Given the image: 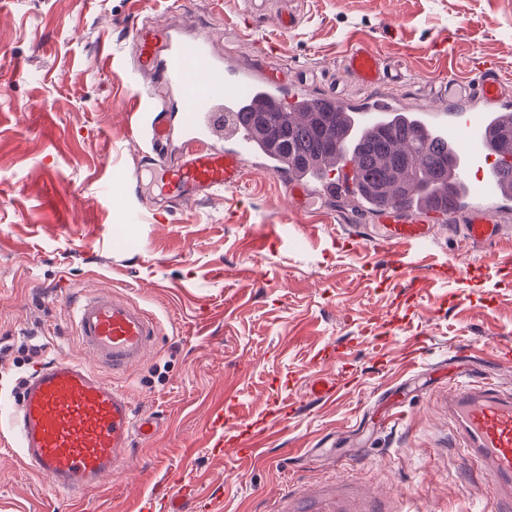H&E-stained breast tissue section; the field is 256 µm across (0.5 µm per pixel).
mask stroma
Instances as JSON below:
<instances>
[{
  "label": "stroma",
  "instance_id": "stroma-1",
  "mask_svg": "<svg viewBox=\"0 0 512 512\" xmlns=\"http://www.w3.org/2000/svg\"><path fill=\"white\" fill-rule=\"evenodd\" d=\"M299 24L282 35L249 18L243 0H0V338L36 334L44 360L77 354L66 306L83 288L125 296L155 315L160 334L142 364L118 376L157 434L131 463L60 512H165L177 485L184 512H317L337 492L379 489L403 512H472V476L442 414L467 349L473 374L512 387V200L492 255L439 225L433 242L397 252L371 239L381 218L335 201L302 212L278 178L244 160L241 186L176 209L169 223L128 227L121 189L138 156L125 114L135 88L100 61L128 46L131 15L213 29L231 65L280 64L289 82L354 101L340 74L358 40L414 77L402 106L438 70L494 59L512 89V0H293ZM397 37L382 38L385 19ZM243 38L227 47L223 28ZM277 48L274 58L264 52ZM113 184L112 197L100 189ZM415 268L403 279L392 255ZM472 273L456 280L455 268ZM338 381L313 399L312 382ZM402 415L386 422L391 405ZM286 420H279L280 411ZM261 433L258 455L224 453L223 434ZM55 494L0 433V512H48Z\"/></svg>",
  "mask_w": 512,
  "mask_h": 512
}]
</instances>
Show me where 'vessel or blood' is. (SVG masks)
Returning a JSON list of instances; mask_svg holds the SVG:
<instances>
[{
	"instance_id": "obj_1",
	"label": "vessel or blood",
	"mask_w": 512,
	"mask_h": 512,
	"mask_svg": "<svg viewBox=\"0 0 512 512\" xmlns=\"http://www.w3.org/2000/svg\"><path fill=\"white\" fill-rule=\"evenodd\" d=\"M129 34L135 74L157 76L159 84L137 87L139 107L128 113L127 127L158 190L157 203L170 208L242 184V158L256 154V142L246 128L225 135V109L275 104L292 112L313 107L351 111L370 130L383 114L397 111L399 90L411 80L407 70L389 64L369 42L351 44L342 71L366 91L352 105L328 91H298L274 69L257 75L225 67L203 29L187 34L134 17ZM431 87L440 104L423 108L420 118L447 137L460 163L451 179L457 203L448 214L463 215L464 244L492 251L501 238L497 203L511 196L512 188L493 171L476 178L470 171L485 161L495 124H512V95L495 62L487 59L467 73L443 71ZM262 169L280 177L291 201L307 209L360 190L356 166L344 153L325 165L314 195L274 157L263 158ZM381 215L379 232L389 248L424 246L433 237L423 209L392 205ZM67 314L83 359L63 354L38 367L22 388L17 410L4 406L0 414L8 419L24 465L60 496L78 498L112 475L135 439L156 432L154 417L136 412L114 378L154 349L158 326L144 309L107 290L81 293L68 304ZM105 370L112 380L102 378ZM448 425L464 458L486 478L493 512H512V389L491 383L449 389Z\"/></svg>"
}]
</instances>
